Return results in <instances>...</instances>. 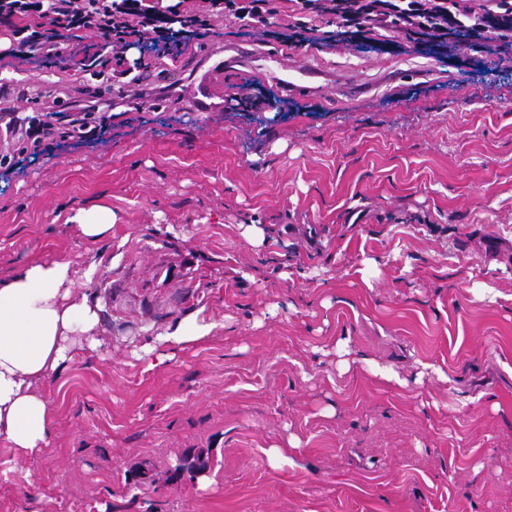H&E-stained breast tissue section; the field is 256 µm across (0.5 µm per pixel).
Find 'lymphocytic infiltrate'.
Instances as JSON below:
<instances>
[{
	"mask_svg": "<svg viewBox=\"0 0 512 512\" xmlns=\"http://www.w3.org/2000/svg\"><path fill=\"white\" fill-rule=\"evenodd\" d=\"M296 18L285 44L306 42L308 18L333 16L336 35L345 42L368 38L379 32H399L423 48L447 42L477 47L496 39L512 43V0H293ZM210 16L231 15L247 20L249 27L266 25L273 15L272 0H209ZM38 15L35 25L26 17ZM0 17L20 18L12 36L17 44H35L44 58H59L58 41L64 33L91 30L111 46V56L83 58V71L101 69L111 77L134 81L143 69L142 60H128L131 48L162 49L176 60L183 47L208 37L210 17L180 13L176 6L145 5L144 0H0ZM97 105L71 104L65 123H53V110L45 114L19 116L14 110L0 111L6 134L40 153L54 140L82 139L94 135Z\"/></svg>",
	"mask_w": 512,
	"mask_h": 512,
	"instance_id": "obj_1",
	"label": "lymphocytic infiltrate"
}]
</instances>
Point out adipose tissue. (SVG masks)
Segmentation results:
<instances>
[{"label": "adipose tissue", "mask_w": 512, "mask_h": 512, "mask_svg": "<svg viewBox=\"0 0 512 512\" xmlns=\"http://www.w3.org/2000/svg\"><path fill=\"white\" fill-rule=\"evenodd\" d=\"M72 284L65 260L27 266L0 283V441L20 457L50 434L53 412L40 385L66 366L98 320Z\"/></svg>", "instance_id": "ef3b65f1"}]
</instances>
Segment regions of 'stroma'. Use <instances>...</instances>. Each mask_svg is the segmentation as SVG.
<instances>
[{"mask_svg":"<svg viewBox=\"0 0 512 512\" xmlns=\"http://www.w3.org/2000/svg\"><path fill=\"white\" fill-rule=\"evenodd\" d=\"M275 5L272 37L226 16L204 46L276 48L293 4ZM310 23L295 55L340 81L439 73L274 103L255 82L216 112L175 92L0 166V281L70 261L99 342L42 384L47 444L0 442V512H512V47L333 43V17ZM19 81L63 107L93 78L30 62ZM95 205L114 222L93 242L69 217ZM194 313L207 338L143 355ZM197 452L204 470L168 482Z\"/></svg>","mask_w":512,"mask_h":512,"instance_id":"obj_1","label":"stroma"}]
</instances>
